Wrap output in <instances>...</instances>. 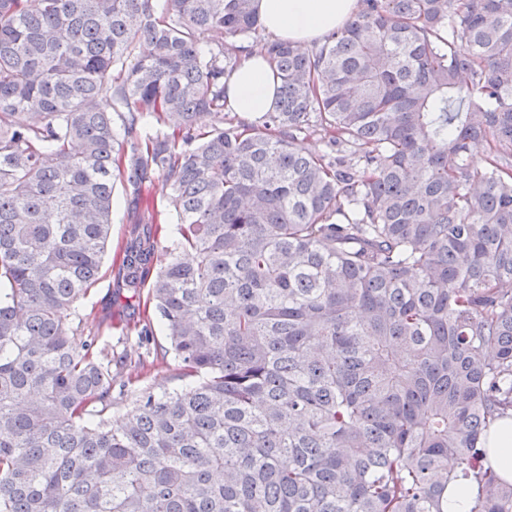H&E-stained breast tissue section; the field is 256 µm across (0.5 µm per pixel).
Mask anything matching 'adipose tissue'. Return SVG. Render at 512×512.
I'll use <instances>...</instances> for the list:
<instances>
[{"label": "adipose tissue", "instance_id": "ef3b65f1", "mask_svg": "<svg viewBox=\"0 0 512 512\" xmlns=\"http://www.w3.org/2000/svg\"><path fill=\"white\" fill-rule=\"evenodd\" d=\"M265 31L274 39L310 43L342 27L357 11V0H255ZM279 84L259 53L244 55L225 82L227 103L245 119L273 109Z\"/></svg>", "mask_w": 512, "mask_h": 512}]
</instances>
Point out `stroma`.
<instances>
[{
  "mask_svg": "<svg viewBox=\"0 0 512 512\" xmlns=\"http://www.w3.org/2000/svg\"><path fill=\"white\" fill-rule=\"evenodd\" d=\"M117 206L112 216V245L104 260L105 271L94 290L78 303L79 313L99 330V346L112 354V404L109 420L122 417L135 395L157 393L183 385L177 362L166 356L168 341L158 318H146L147 297L129 298L116 269L130 227L122 186H115ZM149 321L152 333L138 334L139 322Z\"/></svg>",
  "mask_w": 512,
  "mask_h": 512,
  "instance_id": "35a3bbf8",
  "label": "stroma"
}]
</instances>
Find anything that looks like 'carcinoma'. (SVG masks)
I'll list each match as a JSON object with an SVG mask.
<instances>
[{"mask_svg":"<svg viewBox=\"0 0 512 512\" xmlns=\"http://www.w3.org/2000/svg\"><path fill=\"white\" fill-rule=\"evenodd\" d=\"M260 29L254 0H0V512H448L451 484L512 512L483 448L512 422V0ZM248 49L275 106L226 119ZM117 180L119 273L155 270L188 383L112 425L76 304ZM161 182L157 183L155 188L156 191V208L154 213V224L153 227H158V239L160 246H169L172 239L176 236V224L166 207V201L163 196Z\"/></svg>","mask_w":512,"mask_h":512,"instance_id":"cac0c4a2","label":"carcinoma"}]
</instances>
